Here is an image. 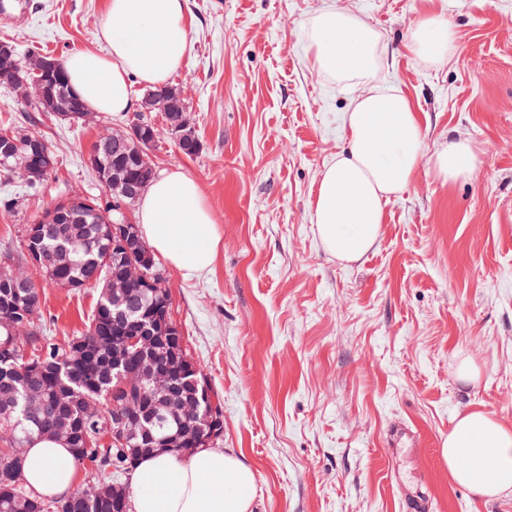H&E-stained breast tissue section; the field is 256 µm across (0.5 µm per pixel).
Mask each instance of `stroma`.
Listing matches in <instances>:
<instances>
[{"instance_id":"35a3bbf8","label":"stroma","mask_w":512,"mask_h":512,"mask_svg":"<svg viewBox=\"0 0 512 512\" xmlns=\"http://www.w3.org/2000/svg\"><path fill=\"white\" fill-rule=\"evenodd\" d=\"M0 41L65 59L104 50L107 0H14ZM383 35L379 82L401 90L423 119L427 150L457 134L476 155L448 184L421 163L384 207L381 237L341 262L311 222L316 184L344 144V117L363 86L317 71L310 19L328 4ZM444 15L456 36L427 68L408 31ZM190 51L170 83L190 107L202 150L180 153L160 113L157 175L182 169L199 182L220 236L210 274H166L173 317L224 412L217 447L252 466V512H405L422 490L430 512H512L454 483L441 448L454 418L481 409L512 428V0H187ZM129 115L93 113L70 124L38 113L35 132L56 170L37 187L0 179V247L59 201L105 198L88 163L104 132ZM44 335L85 327L97 291L39 284ZM472 356L477 382L455 375ZM409 432L393 455L396 428Z\"/></svg>"}]
</instances>
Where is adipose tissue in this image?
<instances>
[{
	"label": "adipose tissue",
	"instance_id": "ef3b65f1",
	"mask_svg": "<svg viewBox=\"0 0 512 512\" xmlns=\"http://www.w3.org/2000/svg\"><path fill=\"white\" fill-rule=\"evenodd\" d=\"M100 37L106 52L84 50L65 58L70 86L91 111H133L134 85H166L183 64L186 0H108ZM454 39L445 18L435 13L422 16L409 33L412 50L427 64L442 63ZM381 41L359 16L333 5L312 19L307 33L319 72L366 87L346 114V145L323 171L311 205L323 248L346 262L375 247L386 201L408 189L422 159H430L435 176L448 183L474 169L470 142L455 134L425 155L421 119L409 98L377 83ZM135 222L151 249L183 275L212 269L220 243L217 221L198 181L182 170L152 181ZM442 456L451 479L474 497L492 499L512 487V429L486 411L457 416ZM23 475L30 490L57 498L68 496L77 482L69 448L40 436L26 451ZM131 488L132 512H250L257 492L253 470L241 455L210 448L139 460Z\"/></svg>",
	"mask_w": 512,
	"mask_h": 512
}]
</instances>
